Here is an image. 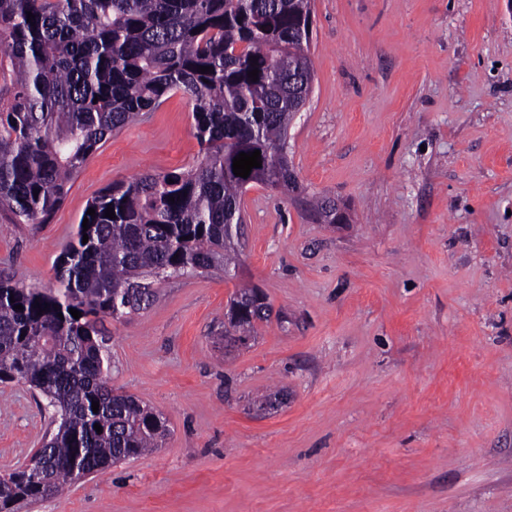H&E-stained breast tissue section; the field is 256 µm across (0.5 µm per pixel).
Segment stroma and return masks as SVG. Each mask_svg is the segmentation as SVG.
<instances>
[{"label":"stroma","instance_id":"stroma-1","mask_svg":"<svg viewBox=\"0 0 512 512\" xmlns=\"http://www.w3.org/2000/svg\"><path fill=\"white\" fill-rule=\"evenodd\" d=\"M312 92L288 131L304 196L248 185L235 278L158 283L104 317L112 384L167 418L162 448L22 512H512V0H312ZM169 94L100 144L49 223L0 212V276L54 283L106 186L195 165ZM271 306L247 346L230 297ZM0 384V473L49 429ZM315 221L322 224H340L344 221V214L338 215L336 204L326 202V197H315L309 202Z\"/></svg>","mask_w":512,"mask_h":512}]
</instances>
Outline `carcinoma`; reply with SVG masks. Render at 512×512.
Returning <instances> with one entry per match:
<instances>
[{"label":"carcinoma","instance_id":"cac0c4a2","mask_svg":"<svg viewBox=\"0 0 512 512\" xmlns=\"http://www.w3.org/2000/svg\"><path fill=\"white\" fill-rule=\"evenodd\" d=\"M312 32L311 0H0L11 91L0 104V208L13 223H48L98 146L172 92L187 97L203 152L189 170L102 189L88 203L95 215L82 213L88 230L77 224L59 254L52 287L0 279V382L37 391L53 425L30 464L0 474V512L51 499L169 435L162 414L112 387L101 318L155 302L154 283L168 277H234L247 183L299 191L288 129L312 89ZM254 150L262 167L235 175L233 159ZM309 208L318 223L344 221L324 197ZM231 304L243 309L233 323L241 339L270 315L252 288Z\"/></svg>","mask_w":512,"mask_h":512}]
</instances>
